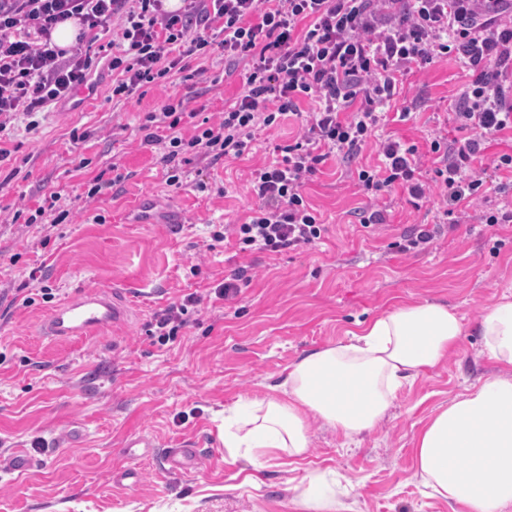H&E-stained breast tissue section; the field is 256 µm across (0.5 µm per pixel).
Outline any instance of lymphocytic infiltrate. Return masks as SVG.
Wrapping results in <instances>:
<instances>
[{
	"label": "lymphocytic infiltrate",
	"mask_w": 512,
	"mask_h": 512,
	"mask_svg": "<svg viewBox=\"0 0 512 512\" xmlns=\"http://www.w3.org/2000/svg\"><path fill=\"white\" fill-rule=\"evenodd\" d=\"M163 10L162 0H0V131L15 116H33L69 98L93 66L90 54L66 52L51 32L75 18L86 32L115 18L124 25L105 57L118 79L116 97L143 83L181 71L184 55L208 47L206 31L222 36L226 59L244 61L243 89L216 125L182 132L183 107L165 104L148 113L146 142L167 143L166 183H181L174 162L183 146L204 156L239 158L252 148L256 127L302 116L299 138L281 146L280 159L255 168L249 186L258 205L247 220L213 231L234 238L240 252L271 255L320 240L326 228L303 188L328 157L347 160L370 142L383 120L378 107L398 93L400 76L451 56L471 73L457 117L467 135L450 141L435 133L430 150L439 164L423 180L416 145L387 139L381 163L360 170L372 197L402 188L413 202L437 189L443 217L483 199L475 166L487 136L512 132V0H184ZM316 99L317 111L301 115L299 103ZM201 296L191 293L156 315L158 342L175 340Z\"/></svg>",
	"instance_id": "1"
}]
</instances>
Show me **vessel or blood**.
I'll return each mask as SVG.
<instances>
[{
  "label": "vessel or blood",
  "instance_id": "b4317fda",
  "mask_svg": "<svg viewBox=\"0 0 512 512\" xmlns=\"http://www.w3.org/2000/svg\"><path fill=\"white\" fill-rule=\"evenodd\" d=\"M125 314V306L109 294L84 292L57 305L46 317L42 333L62 339L90 336L121 323ZM165 457L167 462L179 468L192 469L197 463V450L187 443L180 448L167 449Z\"/></svg>",
  "mask_w": 512,
  "mask_h": 512
}]
</instances>
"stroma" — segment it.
Masks as SVG:
<instances>
[{"instance_id":"obj_1","label":"stroma","mask_w":512,"mask_h":512,"mask_svg":"<svg viewBox=\"0 0 512 512\" xmlns=\"http://www.w3.org/2000/svg\"><path fill=\"white\" fill-rule=\"evenodd\" d=\"M184 63V72L132 98L86 112L65 102L37 114L34 129L18 119L0 133L10 151L0 161V458L21 449L33 460L23 470L0 465V512H298L289 479L326 469L362 512H451L414 477L416 439L441 405L497 371L479 352L476 323L488 302L512 289V224L479 223L472 208L427 249L401 251L405 236L437 222L439 197L416 207L397 189L371 201L354 168L331 159L304 188L326 226L317 243L272 256L214 241L213 225L242 223L256 206L249 169L294 143L300 121L256 130L244 159H192L182 186H168L162 147L143 142L147 113L181 99L215 123L242 90L243 64L221 50ZM470 79L451 57L414 69L391 104L395 112L410 107L411 117L388 121L379 135L417 144L422 171H431L427 139L437 127L458 137L456 102ZM100 176L113 186L91 195ZM54 192L70 212L60 224L36 213ZM141 196L183 214L182 230L129 223L126 211ZM370 208L383 220L365 228L359 215ZM241 266L251 279L236 298L202 303L174 342L155 341L157 313L184 295L209 294ZM103 287L128 310L121 324L94 337L41 335L58 303ZM425 300L454 309L463 334L357 443L311 416L310 451L297 465L284 452L258 470L231 460L219 436L226 409L264 398V379L344 339L356 320ZM139 436L154 441V454H125L122 441ZM187 440L199 448L196 468H171L165 449ZM129 468L140 475L132 488L118 482ZM251 473L259 487L245 484Z\"/></svg>"}]
</instances>
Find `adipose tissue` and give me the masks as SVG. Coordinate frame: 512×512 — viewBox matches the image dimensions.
<instances>
[{
    "mask_svg": "<svg viewBox=\"0 0 512 512\" xmlns=\"http://www.w3.org/2000/svg\"><path fill=\"white\" fill-rule=\"evenodd\" d=\"M483 354L498 368L438 408L416 442L415 475L461 512H512V295L488 303L476 324ZM446 305L403 302L360 322L348 341L318 348L268 383L270 397L224 418V445L259 463L277 452L302 459L307 415L354 439L386 415L399 390L442 362L462 334ZM311 471L298 482L304 512H360Z\"/></svg>",
    "mask_w": 512,
    "mask_h": 512,
    "instance_id": "adipose-tissue-1",
    "label": "adipose tissue"
}]
</instances>
